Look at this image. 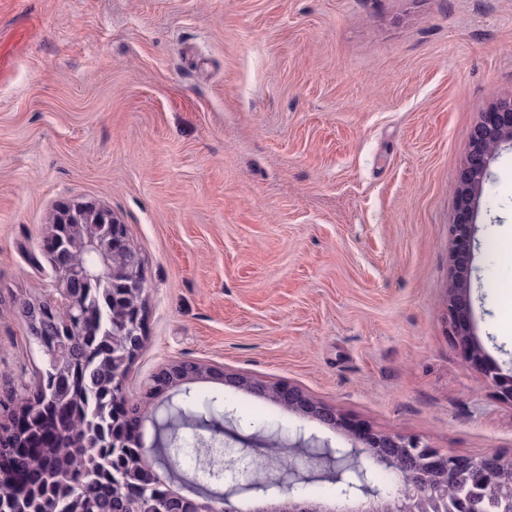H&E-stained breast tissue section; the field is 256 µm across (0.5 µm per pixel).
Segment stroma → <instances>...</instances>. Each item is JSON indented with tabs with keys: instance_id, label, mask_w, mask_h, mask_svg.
<instances>
[{
	"instance_id": "obj_1",
	"label": "stroma",
	"mask_w": 512,
	"mask_h": 512,
	"mask_svg": "<svg viewBox=\"0 0 512 512\" xmlns=\"http://www.w3.org/2000/svg\"><path fill=\"white\" fill-rule=\"evenodd\" d=\"M0 391L44 357L61 202L109 208L143 260L124 393L194 361L291 384L331 427L204 376L201 396L344 448L356 430L512 456V403L448 336L470 134L512 97V0H0ZM475 207L473 333L512 372V147ZM330 500L325 460L225 425Z\"/></svg>"
}]
</instances>
